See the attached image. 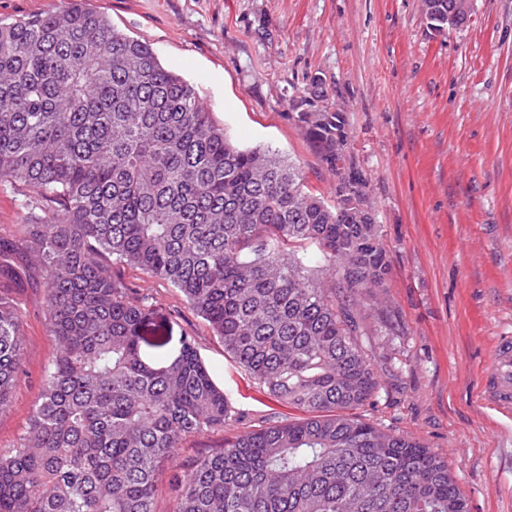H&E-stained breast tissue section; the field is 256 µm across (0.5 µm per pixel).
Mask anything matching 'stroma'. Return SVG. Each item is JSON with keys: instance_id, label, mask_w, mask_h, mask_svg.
Returning a JSON list of instances; mask_svg holds the SVG:
<instances>
[{"instance_id": "obj_1", "label": "stroma", "mask_w": 512, "mask_h": 512, "mask_svg": "<svg viewBox=\"0 0 512 512\" xmlns=\"http://www.w3.org/2000/svg\"><path fill=\"white\" fill-rule=\"evenodd\" d=\"M146 41L199 92L239 147L275 151L308 186L333 197L289 104L311 75L344 110L349 155L382 229L385 287L347 295L380 381L357 418L447 459L469 512H512V425L482 402L496 337L512 334V0H471L469 19L435 33L421 0H90ZM27 219L25 197L0 183V238ZM154 300L152 319L186 332L236 418L187 437L179 459L226 439L296 420L224 353L209 324L166 281L128 268ZM0 294L22 316L23 371L0 413V451L18 445L55 351L43 280L0 272Z\"/></svg>"}]
</instances>
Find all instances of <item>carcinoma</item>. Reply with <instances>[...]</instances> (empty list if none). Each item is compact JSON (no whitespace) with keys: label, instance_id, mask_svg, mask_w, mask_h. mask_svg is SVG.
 Returning <instances> with one entry per match:
<instances>
[{"label":"carcinoma","instance_id":"carcinoma-1","mask_svg":"<svg viewBox=\"0 0 512 512\" xmlns=\"http://www.w3.org/2000/svg\"><path fill=\"white\" fill-rule=\"evenodd\" d=\"M463 0H422L462 25ZM335 196L294 163L240 148L150 44L75 3L0 20V182L24 193L5 248L44 274L56 353L20 446L0 454V512H157L160 472L232 406L187 334L151 342L136 267L179 290L224 352L305 413L182 466L169 512H468L448 461L350 414L378 392L363 329L336 290L386 285L390 265L345 113L297 112ZM310 244L313 254L297 247ZM24 355L0 294V412Z\"/></svg>","mask_w":512,"mask_h":512}]
</instances>
